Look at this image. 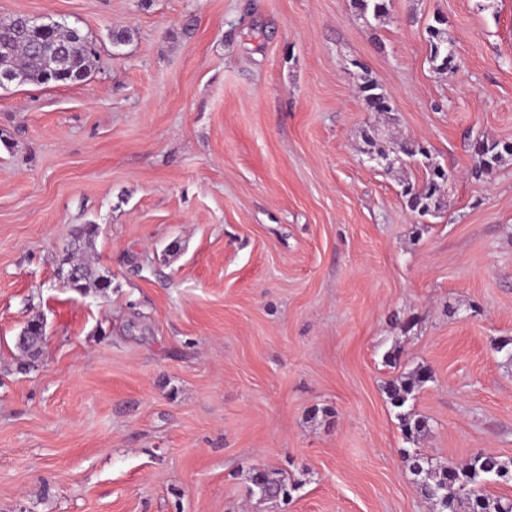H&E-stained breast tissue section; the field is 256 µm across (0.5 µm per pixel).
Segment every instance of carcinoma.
<instances>
[{
	"instance_id": "cac0c4a2",
	"label": "carcinoma",
	"mask_w": 512,
	"mask_h": 512,
	"mask_svg": "<svg viewBox=\"0 0 512 512\" xmlns=\"http://www.w3.org/2000/svg\"><path fill=\"white\" fill-rule=\"evenodd\" d=\"M358 8L376 19L388 11L387 0H355ZM441 20L427 28L429 58L434 68L445 71L454 67L455 56L450 53L445 30ZM8 22H0V40L7 36L11 42L10 52L0 56V71L11 70L26 77V82L36 85H59L81 81L92 71L95 51L87 47L89 36L80 29L57 24L44 34H27L22 30L6 29ZM362 92L367 109L371 112L392 111L389 94L377 81L367 79ZM476 159L472 175L479 177L492 171L505 158L512 157V142L480 140L473 144ZM396 152L407 157L418 154L425 157V175L418 182H405L403 197L410 211L425 216L438 209L441 197L448 183V175L436 167L419 143L413 140L399 142ZM98 232L95 224H83L72 232L71 246L62 258V264L81 271L80 281L75 285L78 291L90 288L104 289L111 280L100 275L89 264L75 261V256L92 246ZM430 379L428 371L419 367L411 373L387 383L385 393L395 408L403 407L413 398L416 390ZM401 429L408 439L425 433L428 421L424 417L411 419L400 416ZM413 475L418 477L417 485L421 495L439 507V512H512V501L488 495L484 491L486 478L501 470L512 471V461L505 462L497 457L476 453L463 463H438L421 455L412 456ZM250 492L267 499L291 496L298 485L283 476L255 469L251 477Z\"/></svg>"
}]
</instances>
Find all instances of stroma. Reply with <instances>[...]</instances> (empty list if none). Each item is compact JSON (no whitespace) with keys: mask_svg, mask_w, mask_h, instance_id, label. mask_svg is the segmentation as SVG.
Listing matches in <instances>:
<instances>
[{"mask_svg":"<svg viewBox=\"0 0 512 512\" xmlns=\"http://www.w3.org/2000/svg\"><path fill=\"white\" fill-rule=\"evenodd\" d=\"M17 15L98 56L0 87V512H434L408 453L512 459V160L477 178L469 149L512 142V0H0ZM372 127L446 170L440 211L401 195L421 163H368ZM83 224L103 293L59 274ZM420 366L411 442L385 386ZM257 468L300 487L252 496ZM429 43V58L434 68L445 71L455 66V55L450 53L451 44L448 42L445 30L442 27L429 25L427 28ZM361 88L365 105L370 112H392L391 98L377 81L367 79Z\"/></svg>","mask_w":512,"mask_h":512,"instance_id":"obj_1","label":"stroma"}]
</instances>
